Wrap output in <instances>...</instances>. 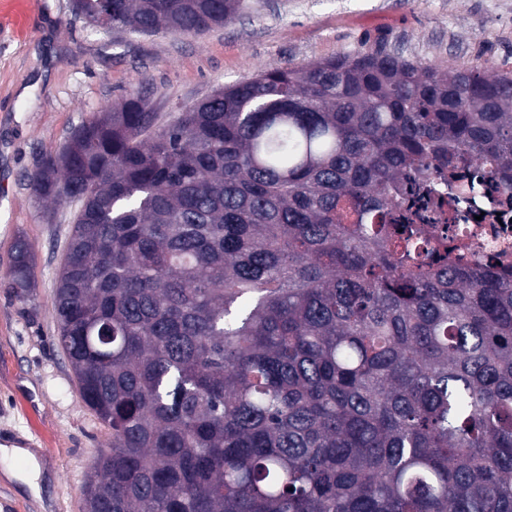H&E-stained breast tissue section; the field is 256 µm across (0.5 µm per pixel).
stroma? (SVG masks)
I'll use <instances>...</instances> for the list:
<instances>
[{
  "label": "stroma",
  "instance_id": "1",
  "mask_svg": "<svg viewBox=\"0 0 512 512\" xmlns=\"http://www.w3.org/2000/svg\"><path fill=\"white\" fill-rule=\"evenodd\" d=\"M383 49L427 63L512 71V0H245L236 18L198 35L103 37L72 0H0V457L9 512H83V489L109 430L84 405L57 346L55 273L73 206L34 197L29 177L103 108L144 95L158 125L258 71ZM29 95H22V88ZM34 256L16 294L17 238ZM41 470L40 491L21 476Z\"/></svg>",
  "mask_w": 512,
  "mask_h": 512
}]
</instances>
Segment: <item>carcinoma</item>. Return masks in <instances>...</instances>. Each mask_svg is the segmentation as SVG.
<instances>
[{"instance_id": "cac0c4a2", "label": "carcinoma", "mask_w": 512, "mask_h": 512, "mask_svg": "<svg viewBox=\"0 0 512 512\" xmlns=\"http://www.w3.org/2000/svg\"><path fill=\"white\" fill-rule=\"evenodd\" d=\"M243 0H73L189 35ZM512 211V72L381 50L137 98L30 179L78 204L57 342L110 430L84 512H512V273L457 264L471 163ZM32 252L15 241L11 285Z\"/></svg>"}]
</instances>
